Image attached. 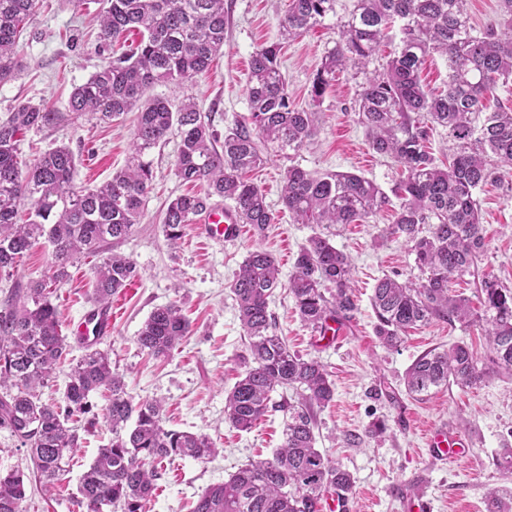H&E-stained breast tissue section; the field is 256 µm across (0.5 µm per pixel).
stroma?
Masks as SVG:
<instances>
[{
	"label": "stroma",
	"mask_w": 512,
	"mask_h": 512,
	"mask_svg": "<svg viewBox=\"0 0 512 512\" xmlns=\"http://www.w3.org/2000/svg\"><path fill=\"white\" fill-rule=\"evenodd\" d=\"M288 2L224 0V49L209 71L185 90L154 84L151 95L174 104L191 97L197 109L209 116L214 130L224 133L249 112L247 84L253 53L278 42L288 94L296 107L308 108L311 81L336 45L337 27L328 20L281 42L280 22ZM96 32L87 12H74L67 0H45L17 45L26 71L0 84V120L27 100L68 112L73 87L104 62ZM364 80L361 74L339 75L317 107L315 137L296 150L268 148L265 165L252 172L274 216L265 236L254 235L245 224L233 243L221 245L192 225L180 244L170 247L162 232L169 200L187 192L204 193L206 186L184 183L177 176L176 133H169L148 155L153 189L144 217L127 240L113 246L135 262L138 276L113 297L112 333L101 338L100 346L110 350L113 368L124 375L135 398L164 401L167 428L208 435L219 453L207 462L175 458L146 512H192L206 489L223 484L250 462L271 457L283 441L287 420L283 411H269L248 432L232 428L224 419V396L243 373L248 355L231 284L248 251L257 246L272 253L280 269L282 285L269 299L275 332L290 350L322 362L335 382L332 403L317 412L316 446L352 473L356 512H403L409 496L429 498L433 512H486L489 490L512 488V377L492 375L471 387L452 384L421 397L408 395L403 382L419 356L458 342L469 345L480 365H488L483 317L467 325L431 321L409 330L395 349L383 347L374 334L370 296L377 279L387 274L404 280L419 275L409 246L381 236L394 220L398 201L366 221L335 228L336 247L349 254L354 265L352 287L359 304L340 340H323L305 327L284 285L300 247L313 233L312 225L293 223L281 203L282 178L288 167L356 173L386 193L400 177L393 159L370 149L358 121L357 99ZM136 123L133 111L109 125L85 118L67 120L53 128L28 131L19 151L30 161L50 148L67 145L79 159L75 184L94 187L125 166ZM476 197L484 227V254L473 275L452 285L471 298L486 276L512 288V168H502L499 179ZM94 263V258L80 257L70 269V281L58 287L55 303L62 325L79 321L92 309ZM170 303L181 308L192 332L170 358L160 361L142 352L136 337L150 313ZM378 420L386 422V432L368 436V428ZM431 426H445L461 435L471 448L470 455L453 460L431 456L422 439L424 429ZM353 435L359 436L358 444H348ZM111 441L108 426L97 420L85 433L65 479L52 492H45L38 480H28L25 512H80L75 503L79 478L98 450Z\"/></svg>",
	"instance_id": "stroma-1"
}]
</instances>
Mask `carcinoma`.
Here are the masks:
<instances>
[{
  "label": "carcinoma",
  "instance_id": "1",
  "mask_svg": "<svg viewBox=\"0 0 512 512\" xmlns=\"http://www.w3.org/2000/svg\"><path fill=\"white\" fill-rule=\"evenodd\" d=\"M467 0H356L353 10L337 17V0H289L281 23L285 39L300 36L337 18L339 39L315 73L310 96L320 101L348 69L365 71L400 23V44L382 69L366 78L358 115L369 147L399 165L402 180L395 222L383 236L403 239L425 274L419 282L379 279L370 302L375 334L395 348L408 329L442 319L469 323V299L449 284L473 273L484 247L476 190L512 167V110L487 111L484 92L497 83L512 85V0H501L502 22L475 35L468 25ZM98 51L118 36L135 32L129 51L107 57L99 70L74 87L71 120L91 116L110 124L138 108L137 125L126 166L106 183L81 188L73 180L76 156L61 145L32 162L20 157V136L52 127L64 116L46 106L25 102L0 122V275L10 277L38 246L48 248L49 273L27 288L11 291L0 308V429L27 449L32 473L46 488L63 479L80 448L78 422L88 419L91 397L106 393L105 422L112 442L98 449L79 479L78 507L85 512H143L155 495L164 463L176 456L205 462L218 453L204 434L164 426L163 403L135 400L124 376L112 368L109 352L89 344L66 371L62 402L42 400L40 388L63 371L70 345L62 336L52 297L69 281V267L81 255L101 256L93 267V306L108 309L112 296L138 276L136 264L112 253L114 240L129 237L144 216L152 173L144 156L172 129L179 132L176 172L184 182L204 181V196L180 195L169 202L163 230L169 245L213 197L233 203L239 220L262 237L273 213L263 191L242 174L267 161L262 146L295 150L317 132L316 111L292 107L279 61V44L257 50L250 61V112L219 137L209 118L185 99L178 107L147 95L158 83L178 88L194 85L224 47L227 25L224 0H100ZM40 0H0V83L24 68L18 40L38 14ZM438 53L448 60V88L428 94L419 72ZM448 129L456 143L452 162L439 164L428 151L427 124ZM281 201L296 224H314V232L294 261L288 294L300 320L316 332L329 322H349L358 311L351 288L352 261L331 242L327 229L368 218L388 202L371 180L348 172L287 170ZM30 204L25 221L19 210ZM280 284L273 256L260 247L249 251L231 285L239 319L249 338L251 360L228 392L225 420L248 431L269 410L288 411L284 441L272 458L252 462L224 483L206 490L193 512H320L327 493L351 503L354 479L316 447L315 409L327 406L335 383L317 359L288 349L272 330L268 299ZM490 360L497 373L512 376V288L493 279L481 282ZM191 327L172 303L151 312L136 338L139 348L156 359L169 357L189 336ZM474 352L464 343L431 350L406 372L407 391L419 396L450 383L469 387L483 381ZM292 388L294 404L273 402L277 389ZM27 498L24 474H0V512H23ZM486 512H512V496L489 493Z\"/></svg>",
  "mask_w": 512,
  "mask_h": 512
}]
</instances>
